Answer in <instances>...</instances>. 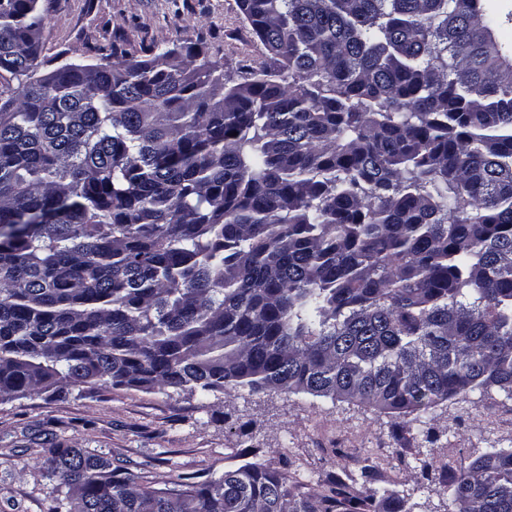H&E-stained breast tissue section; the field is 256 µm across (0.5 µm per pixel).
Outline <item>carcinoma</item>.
Segmentation results:
<instances>
[{"mask_svg":"<svg viewBox=\"0 0 512 512\" xmlns=\"http://www.w3.org/2000/svg\"><path fill=\"white\" fill-rule=\"evenodd\" d=\"M269 62L83 46L0 0V400L308 394L418 421L512 399V61L495 0H238ZM52 512H375L245 464L153 488L44 449ZM512 512V449L453 481Z\"/></svg>","mask_w":512,"mask_h":512,"instance_id":"cac0c4a2","label":"carcinoma"}]
</instances>
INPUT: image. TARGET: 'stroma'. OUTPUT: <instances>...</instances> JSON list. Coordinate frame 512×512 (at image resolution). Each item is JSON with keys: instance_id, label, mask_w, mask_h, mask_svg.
I'll return each mask as SVG.
<instances>
[{"instance_id": "1", "label": "stroma", "mask_w": 512, "mask_h": 512, "mask_svg": "<svg viewBox=\"0 0 512 512\" xmlns=\"http://www.w3.org/2000/svg\"><path fill=\"white\" fill-rule=\"evenodd\" d=\"M47 9L44 54L82 60L83 42L112 41L130 52L157 43L202 40L225 70L262 61L265 50L237 0H41ZM85 448L128 468L154 487L184 474L203 482L246 463L269 469L288 461L294 488L332 476L362 488L364 465L388 491L379 512L400 498L407 512H450L461 467L512 448V400L490 391L436 406L423 421L358 403L305 394L159 391L76 386L0 401V512H51L55 484L43 450ZM432 462L423 475V462Z\"/></svg>"}]
</instances>
